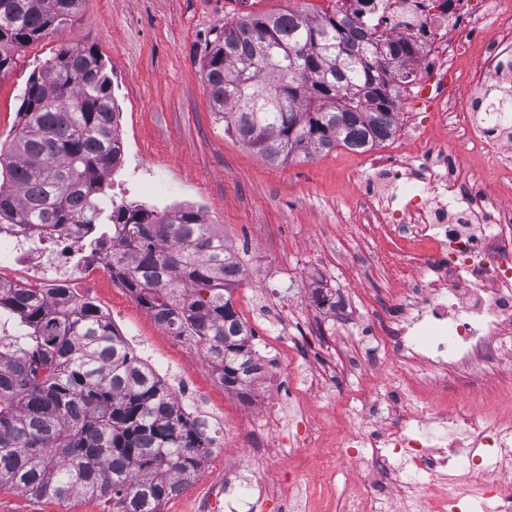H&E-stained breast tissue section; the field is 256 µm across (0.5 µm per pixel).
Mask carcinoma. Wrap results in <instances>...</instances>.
I'll return each mask as SVG.
<instances>
[{"label":"carcinoma","instance_id":"1","mask_svg":"<svg viewBox=\"0 0 512 512\" xmlns=\"http://www.w3.org/2000/svg\"><path fill=\"white\" fill-rule=\"evenodd\" d=\"M81 2L0 0V73ZM419 56L416 43L386 38L336 0L321 17L288 10L224 25L204 80L224 130L284 163L390 140ZM381 59L399 67L385 71ZM19 115L9 148L0 146V223L48 241L84 227L139 303L199 345L225 387L248 392L260 366L232 298L243 264L224 236L190 207L102 206L122 143L98 50L59 49L29 78ZM213 443L93 302L0 283L1 485L57 502L110 494L117 512H161Z\"/></svg>","mask_w":512,"mask_h":512}]
</instances>
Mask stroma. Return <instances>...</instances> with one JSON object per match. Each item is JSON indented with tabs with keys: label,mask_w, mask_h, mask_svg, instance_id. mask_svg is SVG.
<instances>
[{
	"label": "stroma",
	"mask_w": 512,
	"mask_h": 512,
	"mask_svg": "<svg viewBox=\"0 0 512 512\" xmlns=\"http://www.w3.org/2000/svg\"><path fill=\"white\" fill-rule=\"evenodd\" d=\"M336 0H83L78 14L51 35L23 47L13 67L0 74V141L11 140L20 121L23 89L33 72L63 46L95 45L112 79L120 112L117 132L122 162L108 176L110 195L156 211L200 208L241 258L245 274L233 302L248 326L280 352L282 374L303 396L293 410L321 429L314 447L286 455L273 475L276 495L260 496L254 484L261 461L244 465L240 479L224 482L225 459L235 448L214 449L187 492L162 512H288L284 494L306 512H342L367 469H340L336 438L351 414L339 392L368 387L370 364L357 330L324 313L313 301L325 279L349 289L352 298L372 292L386 300L399 287L393 244L366 228L359 179L370 172L368 154L336 148L310 160L268 162L225 134L203 80L206 50L226 23L245 15L285 9L312 16L332 12ZM431 96H402L395 136L379 153L411 147L414 137L440 139L450 131L432 119ZM86 298L115 319L124 337L142 338L174 381H195L215 417L251 419L257 437L287 440V423L267 422L271 390L247 395L213 383L201 350L178 339L104 273ZM307 332L309 346L296 339ZM310 481L289 489V472ZM0 512H113L107 498L79 496L65 502L35 499L0 485Z\"/></svg>",
	"instance_id": "35a3bbf8"
}]
</instances>
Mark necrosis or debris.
<instances>
[{
    "label": "necrosis or debris",
    "instance_id": "necrosis-or-debris-1",
    "mask_svg": "<svg viewBox=\"0 0 512 512\" xmlns=\"http://www.w3.org/2000/svg\"><path fill=\"white\" fill-rule=\"evenodd\" d=\"M416 2L386 0L383 28L425 44L432 65L420 67V89L437 88L440 119L480 161V169L467 173L480 191H463L448 174L447 142L429 140L418 160H376L377 180L363 185L370 224L402 242L403 286L383 307L372 295L360 299V334L375 352L384 399L361 396L368 422L337 438L338 462L354 468L363 449L381 454L345 512H384L386 488L407 469L423 478L422 512H459L464 505L512 512V471L504 466L512 449V370L499 354L512 335V210L503 207L501 191L512 176V0H488V9L475 14L469 0H452L446 12L420 10ZM467 14L477 62L464 71L453 33ZM2 260L22 266L28 287L44 291L69 285L75 275L91 281L105 269L101 250L68 228L51 247L19 225L1 224ZM427 333L434 342L421 343ZM412 359L427 362L431 377L413 404ZM443 363L500 381L493 394L474 386L451 406L447 385L433 381Z\"/></svg>",
    "mask_w": 512,
    "mask_h": 512
}]
</instances>
